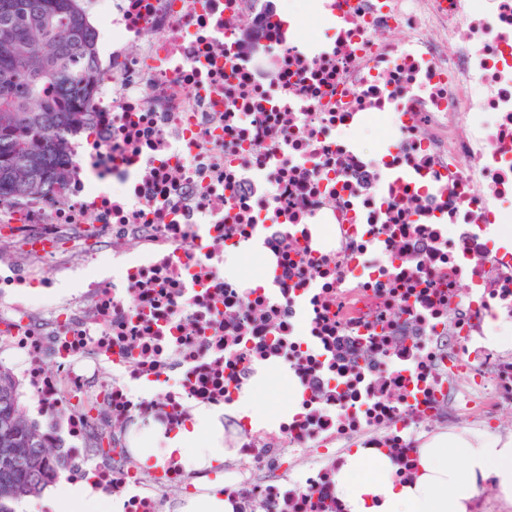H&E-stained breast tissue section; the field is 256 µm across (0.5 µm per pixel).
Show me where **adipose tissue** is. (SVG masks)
<instances>
[{
  "instance_id": "ef3b65f1",
  "label": "adipose tissue",
  "mask_w": 512,
  "mask_h": 512,
  "mask_svg": "<svg viewBox=\"0 0 512 512\" xmlns=\"http://www.w3.org/2000/svg\"><path fill=\"white\" fill-rule=\"evenodd\" d=\"M209 415L198 412L192 430L180 433L169 451L184 454L187 466L220 459V449L202 439ZM415 479L398 484L385 457L352 456L336 477V491L350 512H469L481 483L494 478L499 496L512 502V438L483 431L439 433L419 444Z\"/></svg>"
}]
</instances>
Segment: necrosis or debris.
<instances>
[{"mask_svg": "<svg viewBox=\"0 0 512 512\" xmlns=\"http://www.w3.org/2000/svg\"><path fill=\"white\" fill-rule=\"evenodd\" d=\"M86 7L99 78L66 193L0 207L27 257L0 251V365L76 481L112 512L217 486L231 512H348L351 453L408 483L418 433L512 406L488 327L512 324V0ZM388 115L380 147L360 137ZM111 235L112 255L83 247ZM245 242L254 277L228 270ZM261 370L295 395L259 438L227 412ZM201 409L229 421L230 460L142 462Z\"/></svg>", "mask_w": 512, "mask_h": 512, "instance_id": "1", "label": "necrosis or debris"}]
</instances>
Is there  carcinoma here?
I'll return each instance as SVG.
<instances>
[{"instance_id":"1","label":"carcinoma","mask_w":512,"mask_h":512,"mask_svg":"<svg viewBox=\"0 0 512 512\" xmlns=\"http://www.w3.org/2000/svg\"><path fill=\"white\" fill-rule=\"evenodd\" d=\"M84 0H0V206L62 194L71 135L90 129L96 34ZM0 512L41 495L52 447L0 366Z\"/></svg>"}]
</instances>
